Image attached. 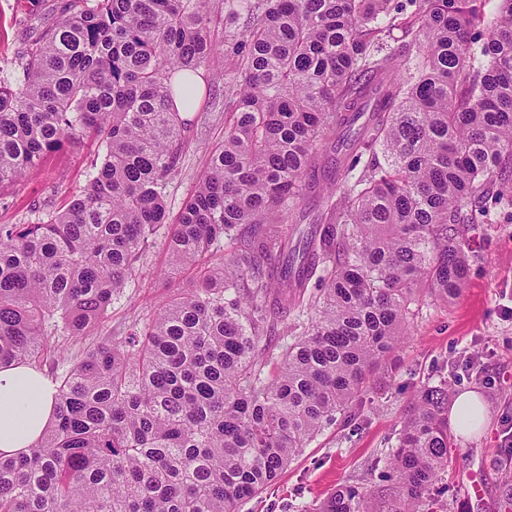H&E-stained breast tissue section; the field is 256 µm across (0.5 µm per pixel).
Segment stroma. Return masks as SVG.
<instances>
[{"label": "stroma", "mask_w": 512, "mask_h": 512, "mask_svg": "<svg viewBox=\"0 0 512 512\" xmlns=\"http://www.w3.org/2000/svg\"><path fill=\"white\" fill-rule=\"evenodd\" d=\"M23 0H0V66L34 37ZM211 92L199 93L178 169L167 186V211L177 217L205 172L212 151L224 141V86L228 65L204 74ZM95 147L84 144L47 156L19 185L0 196V224L34 221L44 202L60 207L86 182ZM168 227H161L143 267L114 298L98 337L121 339L130 327L158 312L170 290L160 277L169 262ZM483 242L471 257L467 284L449 302L428 301L416 312L409 336L371 378L365 390L325 424L261 494L244 500L239 512H318L337 488L373 492L384 507L386 482L380 473L394 448L408 405L421 387L447 380L450 394L473 389L489 405V422L479 434L451 439L452 460L431 492L433 512H507L512 493V224H486ZM90 340L50 338L40 364L54 377L80 361ZM476 472L483 485L470 494L466 479Z\"/></svg>", "instance_id": "stroma-1"}]
</instances>
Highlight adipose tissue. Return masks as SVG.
Returning <instances> with one entry per match:
<instances>
[{"instance_id":"adipose-tissue-1","label":"adipose tissue","mask_w":512,"mask_h":512,"mask_svg":"<svg viewBox=\"0 0 512 512\" xmlns=\"http://www.w3.org/2000/svg\"><path fill=\"white\" fill-rule=\"evenodd\" d=\"M56 387L33 368L0 367V455L19 457L34 445L53 419ZM488 405L474 390L456 394L449 411L455 434L471 436L486 426Z\"/></svg>"}]
</instances>
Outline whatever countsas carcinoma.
Returning <instances> with one entry per match:
<instances>
[{"mask_svg":"<svg viewBox=\"0 0 512 512\" xmlns=\"http://www.w3.org/2000/svg\"><path fill=\"white\" fill-rule=\"evenodd\" d=\"M480 2L59 0L0 80V192L75 143L101 160L64 208L0 224V366L93 335L168 223L193 76L223 57L231 105L165 241L168 302L54 378L55 424L0 456V512H239L396 352L413 306L464 290L469 233L512 223V0L488 23ZM448 439L441 380L407 411L387 512H420ZM320 512L375 502L350 486Z\"/></svg>","mask_w":512,"mask_h":512,"instance_id":"carcinoma-1","label":"carcinoma"}]
</instances>
